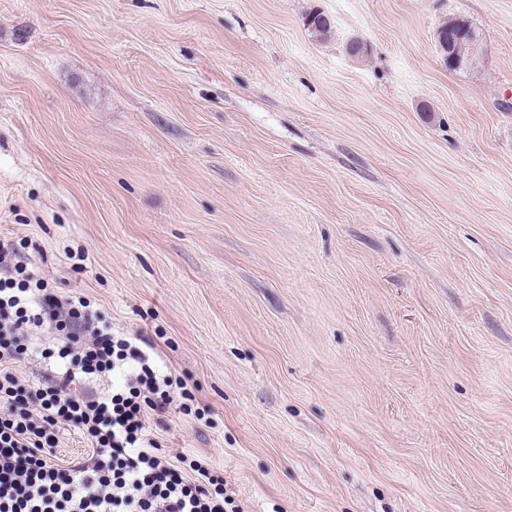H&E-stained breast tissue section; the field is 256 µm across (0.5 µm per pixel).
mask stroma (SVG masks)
Instances as JSON below:
<instances>
[{
	"instance_id": "obj_1",
	"label": "stroma",
	"mask_w": 512,
	"mask_h": 512,
	"mask_svg": "<svg viewBox=\"0 0 512 512\" xmlns=\"http://www.w3.org/2000/svg\"><path fill=\"white\" fill-rule=\"evenodd\" d=\"M0 238L239 512H512V0H0ZM457 20L456 28L463 27L462 35L457 37L455 43V55L457 57V65L456 66H448L450 68L459 69L462 66H466L468 64H472L473 60L477 57L479 53L480 46V36L477 30L465 19H449ZM464 21V22H463ZM469 24H467V23Z\"/></svg>"
}]
</instances>
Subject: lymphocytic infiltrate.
Segmentation results:
<instances>
[{
    "mask_svg": "<svg viewBox=\"0 0 512 512\" xmlns=\"http://www.w3.org/2000/svg\"><path fill=\"white\" fill-rule=\"evenodd\" d=\"M18 255L0 240V512H224L223 474L168 458L149 427L182 381ZM35 356L54 366L38 383L17 372ZM64 431L88 452L61 464Z\"/></svg>",
    "mask_w": 512,
    "mask_h": 512,
    "instance_id": "f902f5d3",
    "label": "lymphocytic infiltrate"
}]
</instances>
